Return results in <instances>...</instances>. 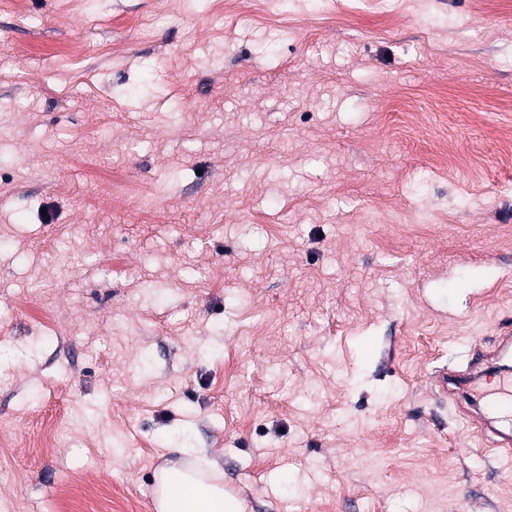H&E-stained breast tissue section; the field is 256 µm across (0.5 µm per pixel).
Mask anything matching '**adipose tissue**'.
I'll use <instances>...</instances> for the list:
<instances>
[{
    "instance_id": "obj_1",
    "label": "adipose tissue",
    "mask_w": 512,
    "mask_h": 512,
    "mask_svg": "<svg viewBox=\"0 0 512 512\" xmlns=\"http://www.w3.org/2000/svg\"><path fill=\"white\" fill-rule=\"evenodd\" d=\"M156 508L158 512H243L241 502L222 487L203 480L184 482L175 471L168 472Z\"/></svg>"
}]
</instances>
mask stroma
<instances>
[{
  "instance_id": "obj_1",
  "label": "stroma",
  "mask_w": 512,
  "mask_h": 512,
  "mask_svg": "<svg viewBox=\"0 0 512 512\" xmlns=\"http://www.w3.org/2000/svg\"><path fill=\"white\" fill-rule=\"evenodd\" d=\"M511 134L512 0H0V512H512ZM511 327L502 328L491 347L476 346L475 352L463 368H450L437 378L438 386L448 395L458 412L466 416L473 427L481 432H494L493 423L476 401L471 392L479 384L487 369L496 363L504 353L511 351ZM162 495L157 498L159 512H243L242 503L224 493V489L214 483L199 480L186 483L179 472L166 473Z\"/></svg>"
}]
</instances>
